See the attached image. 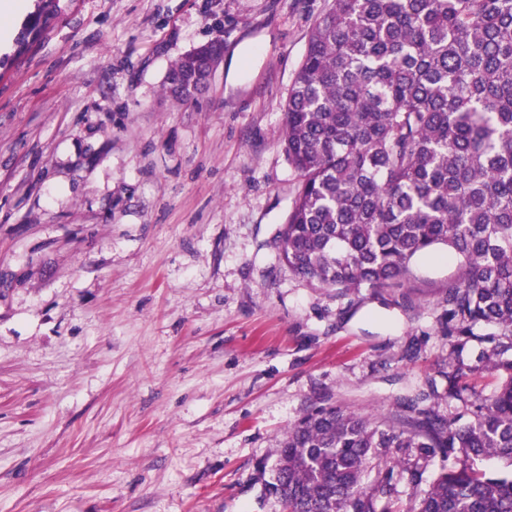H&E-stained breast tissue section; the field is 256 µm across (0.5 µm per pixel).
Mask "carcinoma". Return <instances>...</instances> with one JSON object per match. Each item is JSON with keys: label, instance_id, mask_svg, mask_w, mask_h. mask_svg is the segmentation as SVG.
Segmentation results:
<instances>
[{"label": "carcinoma", "instance_id": "carcinoma-1", "mask_svg": "<svg viewBox=\"0 0 512 512\" xmlns=\"http://www.w3.org/2000/svg\"><path fill=\"white\" fill-rule=\"evenodd\" d=\"M190 52L165 78L189 103ZM300 184L279 258L318 287L401 285L438 247L459 259L447 334L463 349L496 332L479 364L446 373L472 419L412 401L395 419L336 405L306 411L272 456L264 494L288 512H396L391 462L375 449L440 450L442 469L407 512H512V0H330L310 29L285 110ZM505 376L491 395L469 378ZM496 458L504 470L477 462Z\"/></svg>", "mask_w": 512, "mask_h": 512}]
</instances>
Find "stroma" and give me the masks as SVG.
I'll return each instance as SVG.
<instances>
[{
    "instance_id": "obj_1",
    "label": "stroma",
    "mask_w": 512,
    "mask_h": 512,
    "mask_svg": "<svg viewBox=\"0 0 512 512\" xmlns=\"http://www.w3.org/2000/svg\"><path fill=\"white\" fill-rule=\"evenodd\" d=\"M329 0H28L0 48V512H282L261 464L314 405L445 416L456 259L317 288L275 234L285 108ZM224 54L193 104L169 68ZM199 68L200 59L194 51L172 65L165 78V87L176 101L182 104L189 103L188 92Z\"/></svg>"
}]
</instances>
